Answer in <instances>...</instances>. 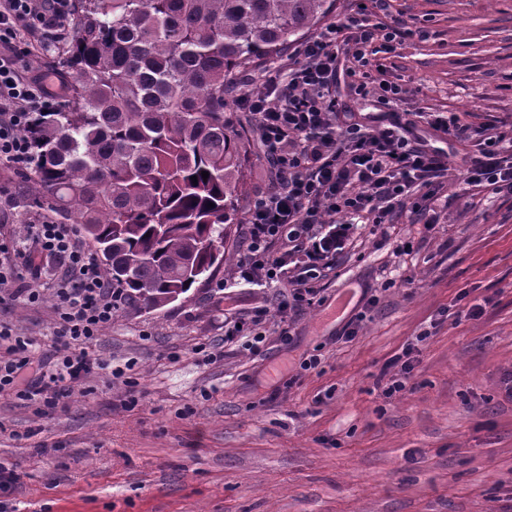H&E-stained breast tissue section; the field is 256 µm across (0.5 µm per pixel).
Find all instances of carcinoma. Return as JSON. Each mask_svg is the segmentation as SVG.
Instances as JSON below:
<instances>
[{
    "instance_id": "carcinoma-1",
    "label": "carcinoma",
    "mask_w": 512,
    "mask_h": 512,
    "mask_svg": "<svg viewBox=\"0 0 512 512\" xmlns=\"http://www.w3.org/2000/svg\"><path fill=\"white\" fill-rule=\"evenodd\" d=\"M79 4L70 88L29 130L30 203L82 225L112 287L164 306L224 262L246 154L224 116L233 73L280 53L335 0Z\"/></svg>"
}]
</instances>
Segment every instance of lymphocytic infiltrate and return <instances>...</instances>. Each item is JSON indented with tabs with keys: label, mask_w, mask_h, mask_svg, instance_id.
<instances>
[{
	"label": "lymphocytic infiltrate",
	"mask_w": 512,
	"mask_h": 512,
	"mask_svg": "<svg viewBox=\"0 0 512 512\" xmlns=\"http://www.w3.org/2000/svg\"><path fill=\"white\" fill-rule=\"evenodd\" d=\"M388 0H363L343 20L326 24L294 49L287 71L251 85L237 103L280 184L248 208L245 247L238 260L247 285L283 279L288 298L281 310L312 304L316 283L332 268L351 225L389 223L411 210L418 219L433 211L436 184L448 176L447 154L416 135L417 124L461 145L460 184L512 194V131L463 122L458 113L422 112L417 121L389 113L387 124L351 122L336 98V62L345 58L351 91L360 98L399 102L401 85L382 79L380 57L392 53L406 29L378 21ZM74 19L73 0H0V43L22 33L65 39ZM55 71L22 72L0 56V164L21 171L33 163L28 135L38 113L56 95ZM19 271L0 274V299L24 304L52 296L56 312L52 359L36 354V343L0 325V394L35 403L49 416L66 407L77 384L105 362L88 346L111 325L126 296L113 288L70 224L45 221L28 227L26 239L0 242ZM53 258L59 276L45 280L41 267Z\"/></svg>",
	"instance_id": "lymphocytic-infiltrate-1"
}]
</instances>
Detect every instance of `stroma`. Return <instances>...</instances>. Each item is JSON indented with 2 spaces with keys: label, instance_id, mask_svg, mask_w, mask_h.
<instances>
[{
  "label": "stroma",
  "instance_id": "35a3bbf8",
  "mask_svg": "<svg viewBox=\"0 0 512 512\" xmlns=\"http://www.w3.org/2000/svg\"><path fill=\"white\" fill-rule=\"evenodd\" d=\"M389 4L413 32L384 73L405 90L398 111L512 125V0ZM17 47L24 71L61 70L69 50L38 33ZM287 59L237 70L225 93L247 142L241 215L276 173L236 97ZM29 189L0 165L15 198L0 239L25 235ZM439 193L438 223L406 210L385 231L354 225L315 304L289 314L287 284L224 288L247 229L226 225L210 281L114 315L90 346L107 369L67 408L42 418L0 397V462L20 465L10 512H512V195L452 182ZM263 304L262 342L226 339ZM54 320L51 301L0 302V324L47 355ZM404 352L409 386L385 395L380 375Z\"/></svg>",
  "mask_w": 512,
  "mask_h": 512
}]
</instances>
